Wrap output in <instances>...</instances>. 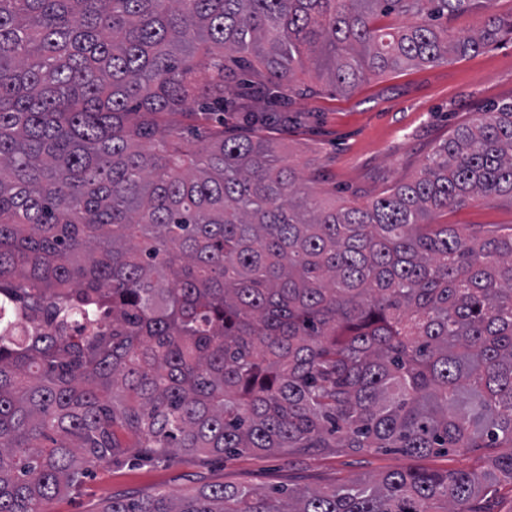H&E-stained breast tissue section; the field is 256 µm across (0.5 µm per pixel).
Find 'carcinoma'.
I'll list each match as a JSON object with an SVG mask.
<instances>
[{"label": "carcinoma", "instance_id": "1", "mask_svg": "<svg viewBox=\"0 0 512 512\" xmlns=\"http://www.w3.org/2000/svg\"><path fill=\"white\" fill-rule=\"evenodd\" d=\"M487 0H0V512H44L118 456L485 451L316 490L212 485L97 512H489L512 481V228L436 224L512 200V102L419 175L328 206L257 133L182 117L285 100L311 67L373 76L512 40ZM409 24L389 27L382 17ZM250 70L237 83L226 59Z\"/></svg>", "mask_w": 512, "mask_h": 512}]
</instances>
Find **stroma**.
<instances>
[{
	"mask_svg": "<svg viewBox=\"0 0 512 512\" xmlns=\"http://www.w3.org/2000/svg\"><path fill=\"white\" fill-rule=\"evenodd\" d=\"M287 104L288 121L270 132L276 150L315 191L340 204L362 205L417 176L426 156L474 113L512 101V42L433 66H411L371 77L343 96L315 72L297 75ZM441 224L512 225V200H477L437 218ZM481 452L423 457L394 450H348L342 454L270 455L241 452H176L153 461L118 457L93 466L78 490L47 504V512H95L114 497L162 490L180 496L203 485H244L259 490L320 489L339 480L372 478L406 469L473 470Z\"/></svg>",
	"mask_w": 512,
	"mask_h": 512,
	"instance_id": "stroma-1",
	"label": "stroma"
}]
</instances>
